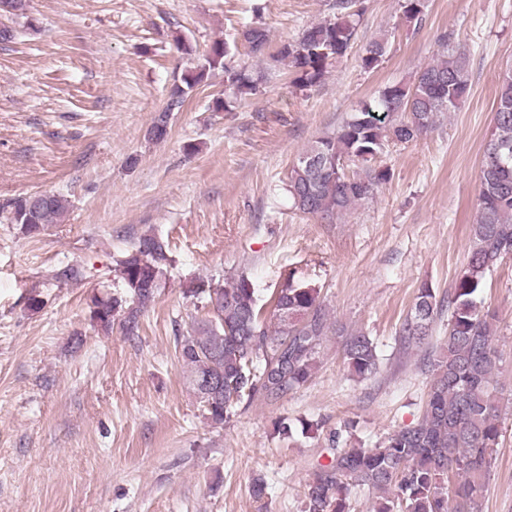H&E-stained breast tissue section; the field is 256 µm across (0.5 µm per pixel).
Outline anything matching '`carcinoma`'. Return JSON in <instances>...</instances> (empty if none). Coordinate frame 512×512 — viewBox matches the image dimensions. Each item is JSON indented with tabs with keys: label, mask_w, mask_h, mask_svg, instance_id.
<instances>
[{
	"label": "carcinoma",
	"mask_w": 512,
	"mask_h": 512,
	"mask_svg": "<svg viewBox=\"0 0 512 512\" xmlns=\"http://www.w3.org/2000/svg\"><path fill=\"white\" fill-rule=\"evenodd\" d=\"M424 0H401L402 18L418 25ZM337 16L305 28L297 39L281 45L280 58L293 68L296 85L319 84L354 43L364 0H336ZM255 54L263 52L269 34L262 26L242 32ZM388 37L364 47L360 66L379 68ZM226 42H216L206 64L184 76L170 90L167 108L153 121L149 137L168 133L169 113L181 108L209 69H224L225 111L257 93L264 75L232 61ZM467 55L446 45L439 58L419 70L409 84H392L360 103L331 133L298 155L290 165L285 190L292 207L323 224H334L345 212L373 198L392 178L378 159L391 144L417 140L438 118L458 110L470 93ZM66 199L47 194L0 205V216L32 234L59 222ZM466 266L448 301L436 299L432 288L418 290L411 312L399 329L401 343L433 349L431 380L417 424L393 432L373 448H349L341 433L331 437L330 462L320 466L307 485L304 512H349L355 487L378 493L371 512H479L484 480L500 438V414L495 380L498 351L496 314L477 304L486 274L512 255V68L499 83L494 125L484 148L479 173L476 220ZM173 265L169 244L155 234L141 236L119 261L126 296L91 299L93 321L105 332L120 321L135 334L138 320L162 287ZM209 298L211 315L191 332L177 338V350L188 382L216 378L220 386L199 401L212 425L231 420L239 406L260 395L273 402L305 385L318 363L323 338L333 330L320 289L291 271L273 295L277 320L269 328L262 320L258 291L241 275L216 289ZM448 308L446 335L432 341V324ZM342 355L348 369L361 378L377 373L379 355L364 333L345 338Z\"/></svg>",
	"instance_id": "carcinoma-1"
}]
</instances>
